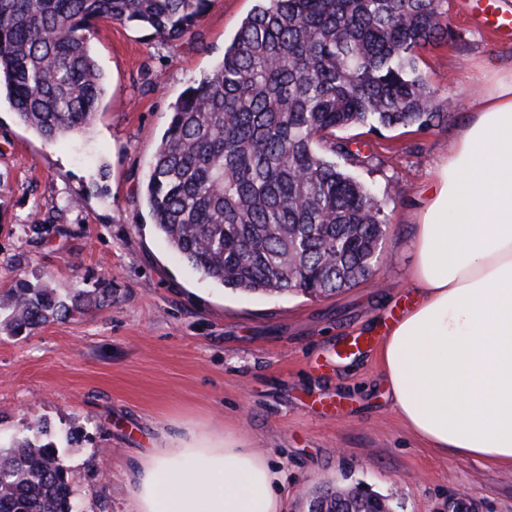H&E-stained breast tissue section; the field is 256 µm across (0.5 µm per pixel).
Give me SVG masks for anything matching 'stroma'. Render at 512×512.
Returning a JSON list of instances; mask_svg holds the SVG:
<instances>
[{"instance_id": "35a3bbf8", "label": "stroma", "mask_w": 512, "mask_h": 512, "mask_svg": "<svg viewBox=\"0 0 512 512\" xmlns=\"http://www.w3.org/2000/svg\"><path fill=\"white\" fill-rule=\"evenodd\" d=\"M254 0H209L192 35L163 41L98 23L92 49L106 91L90 131L54 143L0 97V291L14 275L42 286L112 290L110 304L20 336L0 331V436L34 418L66 449L78 512H130L126 474L172 423L234 432L282 469L285 512L320 486L386 496L397 512H512V471L446 455L392 410L375 347L336 356L340 337L394 317L409 295L422 191L487 78L512 68V37L479 20L476 0H444L454 35L420 52L443 124L370 133L368 164L341 168L388 216L371 280L329 298L246 294L200 278L156 232L143 189L173 106L218 63ZM40 220L42 232L23 228Z\"/></svg>"}]
</instances>
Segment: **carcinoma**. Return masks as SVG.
<instances>
[{
  "instance_id": "1",
  "label": "carcinoma",
  "mask_w": 512,
  "mask_h": 512,
  "mask_svg": "<svg viewBox=\"0 0 512 512\" xmlns=\"http://www.w3.org/2000/svg\"><path fill=\"white\" fill-rule=\"evenodd\" d=\"M442 0H256L221 61L174 106L146 183L156 231L201 277L233 291L332 297L364 281L388 223L334 157L369 155L349 127L430 128L448 118L418 68L453 32ZM207 0H0V91L48 142L89 130L104 93L91 52L100 21L176 40ZM112 290L36 286L0 293L18 336L84 314ZM0 512H76L49 424L0 439Z\"/></svg>"
}]
</instances>
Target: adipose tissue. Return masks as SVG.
Instances as JSON below:
<instances>
[{
  "label": "adipose tissue",
  "instance_id": "1",
  "mask_svg": "<svg viewBox=\"0 0 512 512\" xmlns=\"http://www.w3.org/2000/svg\"><path fill=\"white\" fill-rule=\"evenodd\" d=\"M409 272L414 300L379 351L391 403L431 447L512 469V70L432 169ZM286 475L233 434L140 455L132 512H282Z\"/></svg>",
  "mask_w": 512,
  "mask_h": 512
}]
</instances>
